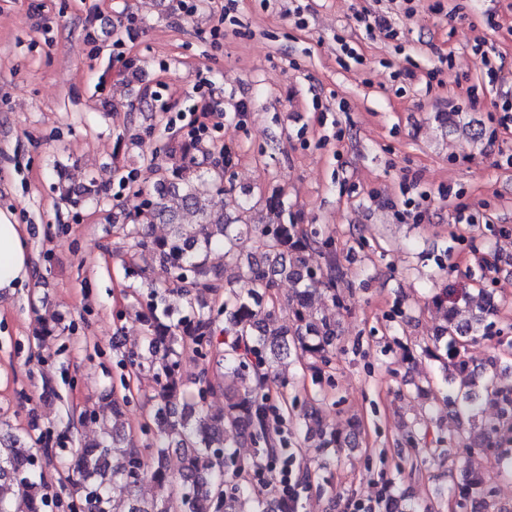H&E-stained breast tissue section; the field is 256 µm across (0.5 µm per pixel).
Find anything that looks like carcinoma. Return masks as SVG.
<instances>
[{"mask_svg":"<svg viewBox=\"0 0 512 512\" xmlns=\"http://www.w3.org/2000/svg\"><path fill=\"white\" fill-rule=\"evenodd\" d=\"M199 153L205 149L197 137L168 144V165L158 168L153 193L133 223L121 225L124 237L131 240L132 275L144 279L159 263L174 284L136 293V304L148 310L145 349L133 360H120L124 368L151 372L159 386L158 406L146 426L150 455L115 422L98 440L46 451L44 457L56 461L70 486L68 512H115V503L123 498L128 500L127 512H297L288 493L273 487L268 499L249 479L250 473L259 474L276 463L279 449L288 447L279 426L283 415L294 422V435L302 444L315 439L317 447L327 450L350 443L351 436L322 424L319 404L325 398L290 403L284 393L287 383L272 379L278 364L291 357L307 361L318 375L332 364L338 326L318 307L328 297L342 306L336 282L344 275V265L331 239L314 226L288 223L276 194L267 201L262 224L251 223V208L245 203L233 217L214 209L212 197L224 192L231 154L224 153V163L213 162L204 170ZM57 191L75 204L100 193L92 178L80 186L61 180ZM154 224L167 225V233L152 237L149 228ZM218 248L238 266L244 287L224 282V268L211 262ZM311 253L320 254L324 264L310 263ZM283 280L291 283L292 292L281 304L270 299V290ZM481 296L482 303L474 305L463 290L440 289L433 296L440 323L423 348L448 384L445 399L457 422L453 441L468 450L512 444V384L504 380L512 361L497 353L474 365L465 356L468 342L488 338L501 310L493 294ZM221 317L227 339L217 354L214 338ZM187 349L206 362L215 360L222 376L240 382L222 385L205 367L192 381V402L177 409L185 394L181 365ZM220 385L224 410L213 412L206 399ZM485 404L497 408L498 424L479 423ZM30 441L31 435L10 426L0 429V512H13L16 498L24 501L26 512L51 509L43 464ZM248 443L263 445L264 456L243 458L237 448ZM173 447L181 451L177 474L166 465ZM443 476L453 479L460 509L476 495L493 493L476 471L464 469L458 480L451 469ZM147 479L156 488L154 498L133 497V489ZM386 508L421 512L404 493L389 495Z\"/></svg>","mask_w":512,"mask_h":512,"instance_id":"obj_1","label":"carcinoma"}]
</instances>
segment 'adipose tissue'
<instances>
[{"label": "adipose tissue", "mask_w": 512, "mask_h": 512, "mask_svg": "<svg viewBox=\"0 0 512 512\" xmlns=\"http://www.w3.org/2000/svg\"><path fill=\"white\" fill-rule=\"evenodd\" d=\"M26 225L0 210V294L14 292L31 275Z\"/></svg>", "instance_id": "ef3b65f1"}]
</instances>
